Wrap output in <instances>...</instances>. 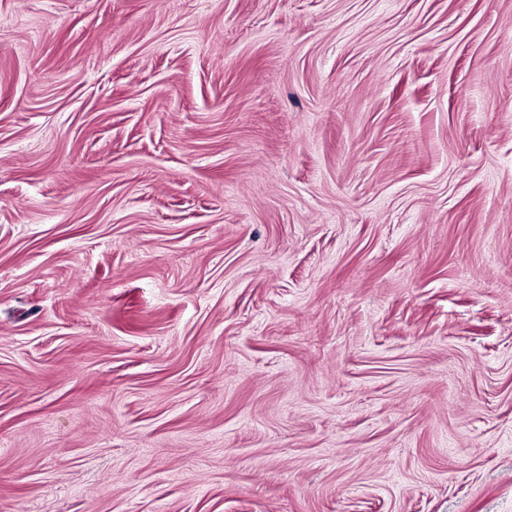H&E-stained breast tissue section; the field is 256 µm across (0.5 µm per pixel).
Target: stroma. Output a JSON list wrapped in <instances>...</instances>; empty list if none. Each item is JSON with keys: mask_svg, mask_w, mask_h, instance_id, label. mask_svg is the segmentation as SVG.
I'll list each match as a JSON object with an SVG mask.
<instances>
[{"mask_svg": "<svg viewBox=\"0 0 512 512\" xmlns=\"http://www.w3.org/2000/svg\"><path fill=\"white\" fill-rule=\"evenodd\" d=\"M0 512H512V0H0Z\"/></svg>", "mask_w": 512, "mask_h": 512, "instance_id": "stroma-1", "label": "stroma"}]
</instances>
